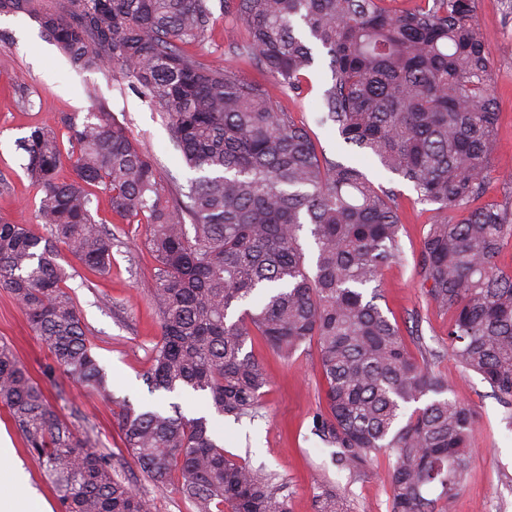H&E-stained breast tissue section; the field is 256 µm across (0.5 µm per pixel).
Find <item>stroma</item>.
<instances>
[{
    "label": "stroma",
    "mask_w": 512,
    "mask_h": 512,
    "mask_svg": "<svg viewBox=\"0 0 512 512\" xmlns=\"http://www.w3.org/2000/svg\"><path fill=\"white\" fill-rule=\"evenodd\" d=\"M214 17L202 62L260 79V72L233 49L242 41V32L227 27L222 12ZM477 20L490 54L491 90L499 110L498 155L485 198L501 202L512 193V0H477ZM313 55L303 94L275 86L270 92L279 107L305 125L320 153L358 163L374 184L393 191L403 254L382 271L380 306L398 321L408 347L420 343L440 351L434 371L453 381L458 398L474 410L477 420L455 512H512V410L496 400L480 376L463 373L448 355V316L429 300L415 275L419 244L433 213L419 202L412 183L385 171L373 159L357 157L338 139L333 126L321 124V93L331 71L325 51L317 48ZM90 112L114 114L157 162L166 182L188 188L192 173L180 150L170 141L159 113L128 81L109 69H74L28 15H0V220L43 233L37 212L39 192L25 172L26 155L18 143L35 127L56 130L64 156L59 174L72 178V145L60 118ZM92 213L115 238L110 271L97 274L68 256L63 264L69 274L66 289L81 314L91 351L107 375L106 393L59 372L48 374L50 352L34 335L16 300L3 291L0 343L12 347L60 414L88 429L113 468L152 500L153 512H195V508L177 483H152L124 447L117 413L126 399L162 407L176 403L186 416L207 417L225 452L255 466L265 465L287 481L292 512H313L314 497L323 483L344 492L350 512H390L387 458H378L365 474L351 477L332 463L330 448L314 433V417L324 407L316 345L285 359L261 336L248 340L247 350L264 364L270 377L261 416L253 421L237 423L218 415L202 392H149L143 375L161 340L160 319L147 294L157 263L144 247V225L113 214L107 194L95 193ZM0 436L10 440L13 467L22 475L21 484L15 485L0 474V493L10 495L21 489L37 495L50 512H61L53 484L1 409Z\"/></svg>",
    "instance_id": "obj_1"
}]
</instances>
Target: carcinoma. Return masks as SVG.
Segmentation results:
<instances>
[{"mask_svg": "<svg viewBox=\"0 0 512 512\" xmlns=\"http://www.w3.org/2000/svg\"><path fill=\"white\" fill-rule=\"evenodd\" d=\"M420 2L396 10L387 0H220V8L245 31L239 53L284 90L302 88L310 42L327 50L324 120L432 206L416 275L450 314L456 363L511 408L512 272L500 256L512 242V201L472 207L488 190L498 120L477 0ZM213 9V0H0V15L33 18L74 67L107 68L136 87L196 173L186 200L171 198L124 125L91 112L62 118L78 149L75 176L62 179L56 132L34 129L21 148L47 234L0 222V291L17 300L54 369L104 385L57 249L109 271L112 234L91 210L100 186L113 213L146 226L157 262L149 292L161 342L144 373L151 391H201L216 413L252 421L269 375L246 351L250 336L285 359L314 342L325 384L314 431L335 464L358 476L384 456L391 512H451L476 416L432 370L437 352L412 355L378 304L382 269L402 256L393 193L358 166L320 155L265 85L183 49L205 40ZM306 225L312 272L300 242ZM0 408L45 467L61 512H151L150 499L57 412L5 344ZM118 420L141 470L157 484L177 479L196 512H291L287 483L226 454L205 417L125 402ZM320 489L314 512H348L336 489Z\"/></svg>", "mask_w": 512, "mask_h": 512, "instance_id": "obj_1", "label": "carcinoma"}]
</instances>
